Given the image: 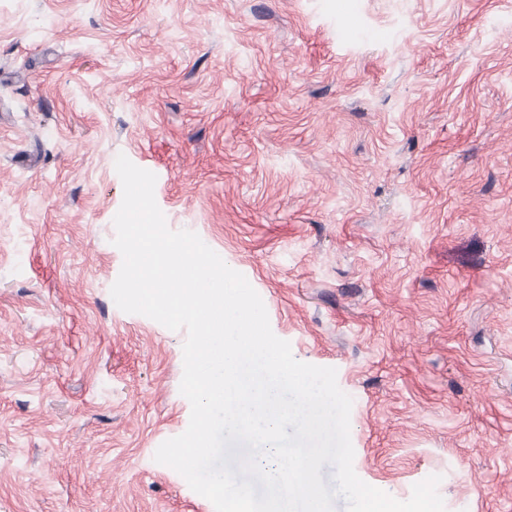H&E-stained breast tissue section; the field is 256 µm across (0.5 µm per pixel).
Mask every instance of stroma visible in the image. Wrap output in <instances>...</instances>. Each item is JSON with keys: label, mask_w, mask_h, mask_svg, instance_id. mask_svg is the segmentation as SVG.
Segmentation results:
<instances>
[{"label": "stroma", "mask_w": 512, "mask_h": 512, "mask_svg": "<svg viewBox=\"0 0 512 512\" xmlns=\"http://www.w3.org/2000/svg\"><path fill=\"white\" fill-rule=\"evenodd\" d=\"M352 400L354 469L512 512V0H0V512H215L154 455L118 155Z\"/></svg>", "instance_id": "stroma-1"}]
</instances>
